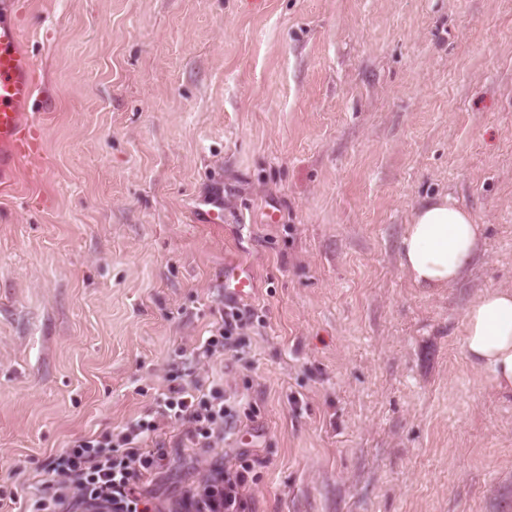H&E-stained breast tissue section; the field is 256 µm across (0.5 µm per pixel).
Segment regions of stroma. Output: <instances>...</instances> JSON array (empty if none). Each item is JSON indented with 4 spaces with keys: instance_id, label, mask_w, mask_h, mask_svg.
<instances>
[{
    "instance_id": "stroma-1",
    "label": "stroma",
    "mask_w": 512,
    "mask_h": 512,
    "mask_svg": "<svg viewBox=\"0 0 512 512\" xmlns=\"http://www.w3.org/2000/svg\"><path fill=\"white\" fill-rule=\"evenodd\" d=\"M16 21L44 142L0 196V512L191 380L255 417L210 448L160 430L159 512L244 450L252 512H512V396L462 347L469 303L512 288V0H20ZM440 194L484 241L428 295L400 243ZM236 263L259 321L195 360Z\"/></svg>"
}]
</instances>
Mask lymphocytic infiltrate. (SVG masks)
<instances>
[{
	"label": "lymphocytic infiltrate",
	"instance_id": "1",
	"mask_svg": "<svg viewBox=\"0 0 512 512\" xmlns=\"http://www.w3.org/2000/svg\"><path fill=\"white\" fill-rule=\"evenodd\" d=\"M252 310L225 304L210 336L194 348L201 360L236 352L238 337L252 326ZM239 415L223 389L190 382L155 398L148 418L100 434L81 436L53 458L34 493L32 512H152L138 483L159 476L169 458L164 442L147 447L160 425L181 428L186 448H208L231 431ZM260 459L239 453L233 464L213 467L202 483L190 487L178 512H246L248 492L259 478Z\"/></svg>",
	"mask_w": 512,
	"mask_h": 512
}]
</instances>
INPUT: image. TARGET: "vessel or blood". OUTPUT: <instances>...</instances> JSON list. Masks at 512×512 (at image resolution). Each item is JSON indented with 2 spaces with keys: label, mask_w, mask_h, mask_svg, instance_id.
<instances>
[{
  "label": "vessel or blood",
  "mask_w": 512,
  "mask_h": 512,
  "mask_svg": "<svg viewBox=\"0 0 512 512\" xmlns=\"http://www.w3.org/2000/svg\"><path fill=\"white\" fill-rule=\"evenodd\" d=\"M17 0H0V191H11L22 162L39 157L43 138L28 106L37 76L22 53L21 29L15 22ZM253 289L252 270L238 263L224 269L225 299H240Z\"/></svg>",
  "instance_id": "b4317fda"
}]
</instances>
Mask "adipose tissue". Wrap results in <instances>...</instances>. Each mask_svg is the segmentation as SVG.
<instances>
[{
	"label": "adipose tissue",
	"mask_w": 512,
	"mask_h": 512,
	"mask_svg": "<svg viewBox=\"0 0 512 512\" xmlns=\"http://www.w3.org/2000/svg\"><path fill=\"white\" fill-rule=\"evenodd\" d=\"M484 227L448 195L417 207L401 239V266L427 293L460 282L481 251ZM463 348L472 366L500 392L512 395V289L482 292L466 308Z\"/></svg>",
	"instance_id": "adipose-tissue-1"
}]
</instances>
